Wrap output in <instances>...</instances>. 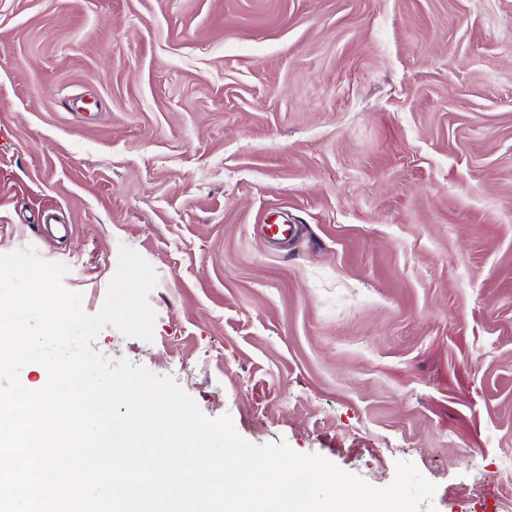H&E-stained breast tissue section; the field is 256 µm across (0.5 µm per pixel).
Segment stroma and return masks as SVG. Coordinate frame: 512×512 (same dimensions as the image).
<instances>
[{"label":"stroma","mask_w":512,"mask_h":512,"mask_svg":"<svg viewBox=\"0 0 512 512\" xmlns=\"http://www.w3.org/2000/svg\"><path fill=\"white\" fill-rule=\"evenodd\" d=\"M0 253L247 441L512 512V0H0ZM287 224L288 242L261 232Z\"/></svg>","instance_id":"obj_1"}]
</instances>
